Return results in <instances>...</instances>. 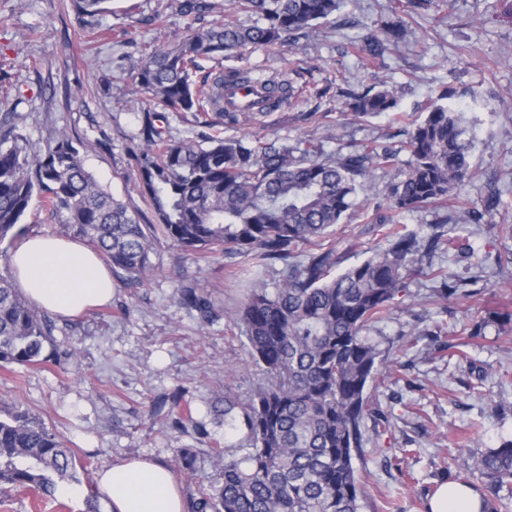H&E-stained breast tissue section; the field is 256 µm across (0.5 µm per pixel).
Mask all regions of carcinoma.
<instances>
[{"label":"carcinoma","mask_w":512,"mask_h":512,"mask_svg":"<svg viewBox=\"0 0 512 512\" xmlns=\"http://www.w3.org/2000/svg\"><path fill=\"white\" fill-rule=\"evenodd\" d=\"M109 0H71L81 22L106 12ZM447 7L452 0H397L380 25L384 38H363L367 60L382 64L386 43L412 35L404 16L412 9ZM340 7V0H230L224 20L212 0H182L181 13L193 17L184 34L165 45L144 49L129 73L132 84L149 95L132 150L133 171L155 223L106 192L84 167L80 150L60 132L45 143L28 138L14 112L0 113V245H13L28 231L23 225L34 197L60 233L88 242L114 272L139 282L153 270L156 243L165 240L186 251L234 253L260 268L282 262L274 290L258 278L238 319L253 361L268 383L246 401L224 390V428L241 434L236 446L217 454L221 482L198 480L190 512H360L361 489L354 459L365 454L364 422L381 416L366 389L382 362L379 344L367 330L383 322L410 276L425 275L441 284L437 296L468 299L478 279L448 281L442 268L418 267L417 256L439 249L459 251L481 266L479 256L457 236L434 224L420 236L400 229V217L420 208L456 200L472 176L465 128L447 104L455 95L444 88L426 116L399 112L394 92L383 88L350 95L348 106L361 116L392 113L410 126L405 167L396 153L371 144L329 152L312 136L293 142L206 136L199 142L162 135L155 108L189 112L204 126L237 125L270 116L268 112H226L224 85L252 79L243 69H226L201 81L202 60L231 59L248 49L291 46ZM244 14L249 23L241 22ZM280 100L294 97L293 82L265 79ZM387 167L389 212L376 217L387 249L351 265L336 276V250L322 239L347 212L364 205L373 167ZM499 198L463 212L465 224H481L489 235L512 236V224H495ZM306 259L295 261L299 247ZM181 298L201 322L216 314L197 289L184 287ZM53 325L0 274V367L37 365L51 342ZM461 469L478 471L491 495L512 484V441L462 459ZM71 452L41 423L21 412L0 409V484L34 490L48 499L58 483L75 481Z\"/></svg>","instance_id":"1"}]
</instances>
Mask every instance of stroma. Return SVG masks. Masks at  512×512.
Segmentation results:
<instances>
[{"instance_id": "1", "label": "stroma", "mask_w": 512, "mask_h": 512, "mask_svg": "<svg viewBox=\"0 0 512 512\" xmlns=\"http://www.w3.org/2000/svg\"><path fill=\"white\" fill-rule=\"evenodd\" d=\"M391 0H342L294 50L258 49L238 61L252 74L275 76L302 61L308 94L268 117L266 137L310 134L327 150L368 141L409 158L405 127L382 114L354 119L346 92L382 76L395 89L400 111L423 116L443 86L462 112L475 175L448 208L404 214L408 232L426 234L440 220L457 223L463 209L499 192L494 216L512 224V0H453L439 16H415L410 42L390 48L381 68L352 49L353 41L387 13ZM179 0H111L106 13L80 23L68 0H0V113H16L28 137L45 141L66 130L84 164L114 198L145 209L131 167L132 138L148 106L132 93L129 71L143 45L166 44L190 19ZM330 241L343 266L361 262L385 240L355 211ZM154 272L134 284L115 280L109 304L73 318L55 317L45 363L0 368V404L29 414L70 448L85 470L73 494L45 500L31 490L0 485V512H86L99 469L142 457L174 469L181 450L195 457V477L176 472L183 496L195 478L218 482L215 444L225 435L213 410L225 388L245 398L266 381L251 360L244 328L229 313L244 302L249 281L242 259L221 251L191 254L160 242ZM433 266L467 279L478 295L439 300L436 283L411 278L413 308L398 307L371 327L393 375L370 382L367 393L386 423L366 419L372 452L356 460L363 485L362 512H427L436 488L448 482L457 452L478 454L512 440V323L498 328V312H512V267L477 268L454 251L431 257ZM197 288L218 317L201 324L183 303L182 287ZM484 324L482 335L461 327ZM192 415L173 427L178 412ZM407 449L395 460L397 449Z\"/></svg>"}]
</instances>
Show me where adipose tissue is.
<instances>
[{"mask_svg": "<svg viewBox=\"0 0 512 512\" xmlns=\"http://www.w3.org/2000/svg\"><path fill=\"white\" fill-rule=\"evenodd\" d=\"M14 278L37 308L62 317L80 315L112 298V274L97 253L80 242L32 234L9 257ZM110 512H183L173 474L147 459L103 467L96 475ZM474 489L459 482L441 484L430 512H480Z\"/></svg>", "mask_w": 512, "mask_h": 512, "instance_id": "1", "label": "adipose tissue"}]
</instances>
